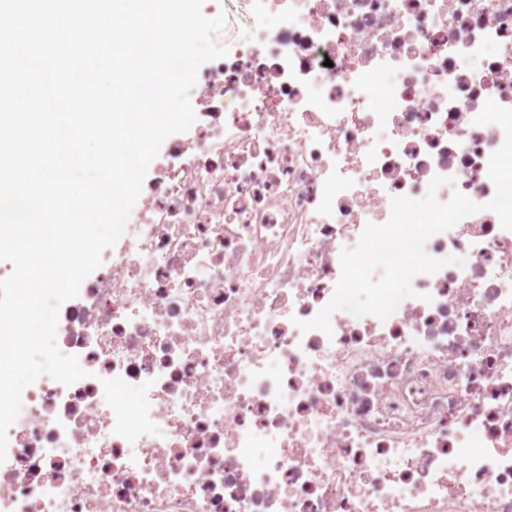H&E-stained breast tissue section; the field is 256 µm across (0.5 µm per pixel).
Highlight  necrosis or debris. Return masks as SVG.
I'll return each instance as SVG.
<instances>
[{
    "mask_svg": "<svg viewBox=\"0 0 512 512\" xmlns=\"http://www.w3.org/2000/svg\"><path fill=\"white\" fill-rule=\"evenodd\" d=\"M241 2L247 36L60 308L87 376L23 390L0 512H512L505 133L474 122L512 108V0ZM437 176L480 206L426 244L464 266L300 331L341 251Z\"/></svg>",
    "mask_w": 512,
    "mask_h": 512,
    "instance_id": "4bbe7bcc",
    "label": "necrosis or debris"
}]
</instances>
